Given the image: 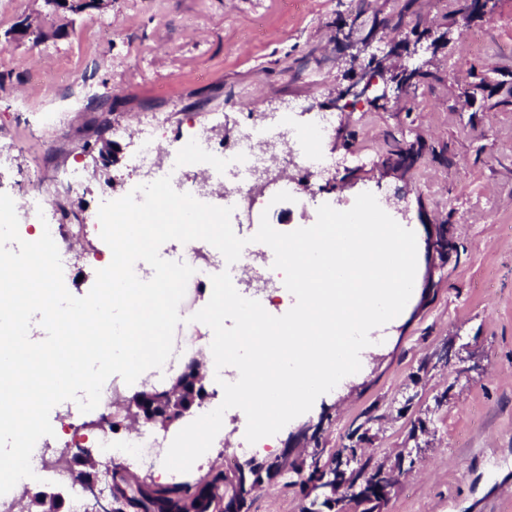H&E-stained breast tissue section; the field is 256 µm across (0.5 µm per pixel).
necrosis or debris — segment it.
Masks as SVG:
<instances>
[{
	"label": "necrosis or debris",
	"mask_w": 512,
	"mask_h": 512,
	"mask_svg": "<svg viewBox=\"0 0 512 512\" xmlns=\"http://www.w3.org/2000/svg\"><path fill=\"white\" fill-rule=\"evenodd\" d=\"M168 115L164 112L152 113L139 127L137 137L142 143L139 154L131 156L129 164L132 172L140 179L152 180L171 176L178 184L192 183L193 197L209 196L212 186H220L225 196L234 199L237 206V228L239 233H247L256 222L257 215L270 204L265 190L269 185L280 183L283 173H291L292 184L297 187L296 204L307 207L312 199L308 188L318 175L320 168L312 161L318 149L315 137L282 126L277 122H249L241 124L239 138L230 147V152L244 159L242 167L228 171L226 155L216 151L213 136L205 127H189L184 137L168 142ZM279 161L280 174H272L270 161ZM49 230L57 243L64 265H71L74 256H81L85 265L95 269L107 267L111 254L102 251L77 252L76 243L81 239L99 238L100 224H77L72 228L51 222ZM177 261L193 267L183 300L179 305L181 323L174 333L173 354L166 361V371L176 374L186 358L203 355L205 348L198 337L189 333L188 319L196 313V295L206 286L207 279L220 273L225 259L212 245L202 240H194L180 245L176 253ZM274 253L266 249L256 251L244 247L238 260L243 270L241 279L235 283L236 290L246 298L271 292L280 288L283 275L274 269ZM57 418L62 430L60 448H81L88 446L105 454L112 449V427L102 424L92 432L78 436L74 427L81 418L75 402L59 404ZM48 442L39 439L33 454L39 459L35 470L37 476L52 482L67 485L71 491L72 512H86L85 491L82 482L74 473L59 461H48L44 450Z\"/></svg>",
	"instance_id": "4bbe7bcc"
}]
</instances>
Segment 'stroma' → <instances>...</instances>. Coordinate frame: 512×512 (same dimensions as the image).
<instances>
[{
    "label": "stroma",
    "instance_id": "stroma-1",
    "mask_svg": "<svg viewBox=\"0 0 512 512\" xmlns=\"http://www.w3.org/2000/svg\"><path fill=\"white\" fill-rule=\"evenodd\" d=\"M458 8L457 0H107L51 15L44 0H0V153L9 158L0 192L20 198L27 176L79 164L83 183L67 199L68 223L96 213L103 190H132L128 159L145 113L167 112L173 137L191 123L214 125L222 147L238 137L235 113L268 112L307 127L314 113L333 112L320 151L334 183L316 191L318 204L370 192L406 210L417 272H432L434 285L376 329L378 351L358 373L255 459L317 450L330 462L373 410L381 420L366 434V456L390 466L398 453L419 454L382 512H512V106H495L476 79L490 69L512 83V0H491L490 12L464 27L452 22ZM344 18L373 35L380 56L420 32L431 78L384 105L365 99L333 109L355 74L336 46ZM474 32L484 37L483 54L467 48ZM51 66L77 72L78 81L44 85ZM45 109L57 124L41 121ZM393 134L415 161L386 174ZM104 138L113 152L103 161ZM362 150L372 152L371 164L351 162ZM444 222L453 248L428 263L426 239ZM420 421L425 429L414 431ZM244 440L226 412L185 481L223 466L225 448ZM298 480L288 468L264 481L250 512H302Z\"/></svg>",
    "mask_w": 512,
    "mask_h": 512
}]
</instances>
